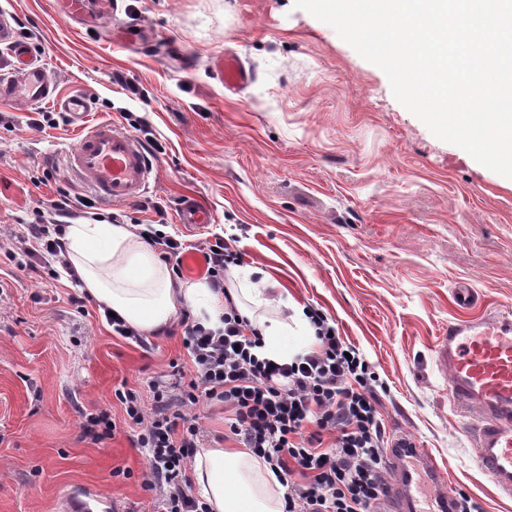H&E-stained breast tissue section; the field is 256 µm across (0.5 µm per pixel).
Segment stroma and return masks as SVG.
Instances as JSON below:
<instances>
[{
	"label": "stroma",
	"instance_id": "35a3bbf8",
	"mask_svg": "<svg viewBox=\"0 0 512 512\" xmlns=\"http://www.w3.org/2000/svg\"><path fill=\"white\" fill-rule=\"evenodd\" d=\"M0 6L58 91L90 100L89 121L161 145L130 218L160 205L175 237L233 240L240 270L263 269L272 298L320 308L360 351L391 437L431 449L479 512H512L476 463V415L437 364L449 321L512 313V179L434 137L380 68L294 0H118L107 29L64 18L56 0ZM224 51L253 75L236 94L217 69ZM54 109L0 103V226L23 232L39 200L86 192L64 171L76 124L29 125ZM186 195L212 224L178 223ZM461 284L474 293L466 307ZM81 294L0 252V512H59L85 490L111 512H160L114 391L151 405L150 381L187 361L182 328L143 350L95 302L77 309ZM100 411L117 428L99 442L80 415Z\"/></svg>",
	"mask_w": 512,
	"mask_h": 512
}]
</instances>
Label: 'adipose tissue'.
Here are the masks:
<instances>
[{"label": "adipose tissue", "instance_id": "adipose-tissue-1", "mask_svg": "<svg viewBox=\"0 0 512 512\" xmlns=\"http://www.w3.org/2000/svg\"><path fill=\"white\" fill-rule=\"evenodd\" d=\"M67 259L84 290L97 303L146 333H160L182 312H191L206 327L216 328L224 315V299L232 297L240 315L263 339L260 357L291 360L295 352L282 341L289 327L313 337L314 329L301 306L287 318L264 314L271 300L262 285L268 275L256 270V282L215 292L204 282L175 283L151 247L130 225L80 222L65 232ZM192 468L198 496L211 512H285V492L277 476L249 450L216 444L200 449Z\"/></svg>", "mask_w": 512, "mask_h": 512}]
</instances>
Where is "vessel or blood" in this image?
Returning a JSON list of instances; mask_svg holds the SVG:
<instances>
[{"label": "vessel or blood", "mask_w": 512, "mask_h": 512, "mask_svg": "<svg viewBox=\"0 0 512 512\" xmlns=\"http://www.w3.org/2000/svg\"><path fill=\"white\" fill-rule=\"evenodd\" d=\"M71 20H86L91 12L111 14L112 0H63ZM0 46L12 57L11 77L0 78V102L27 91L30 100H56L45 69L35 61L29 43L19 38L14 19L0 8ZM227 90L247 85L251 73L232 54L219 63ZM59 101V100H56ZM78 125L80 134L65 152L66 170L88 184L97 197L133 202L143 197L157 164L142 142L110 122L87 123L90 101L72 95L59 101ZM179 221L200 229L212 223L211 210L197 198L182 201ZM448 374L450 395L458 406L476 411L474 431L479 467L503 492L512 495V317L489 315L449 323L437 351ZM394 466L386 497L374 512H458L457 495L433 456L416 442L400 438L388 450Z\"/></svg>", "instance_id": "b4317fda"}]
</instances>
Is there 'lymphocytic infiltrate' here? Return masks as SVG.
Wrapping results in <instances>:
<instances>
[{"instance_id": "obj_1", "label": "lymphocytic infiltrate", "mask_w": 512, "mask_h": 512, "mask_svg": "<svg viewBox=\"0 0 512 512\" xmlns=\"http://www.w3.org/2000/svg\"><path fill=\"white\" fill-rule=\"evenodd\" d=\"M95 207V201L58 190L33 208L25 235H7L0 247L22 268L33 245H40L43 269L56 278L67 264L68 220ZM139 233L178 277L183 254L199 252L217 292H225V274L241 260L220 238L190 247L151 224ZM308 315L316 344L282 363L256 355L262 338L248 333L233 301H226L224 326L217 330L183 313L189 370L178 371L172 383L153 380L148 409L132 389H115L132 441L148 455L142 485L158 493L164 512H210L194 494L187 470L207 438L196 408L214 402L224 406L225 440L250 449L287 487L285 512H371L384 496L389 440L376 407L377 377L356 347L334 335L320 309L309 308Z\"/></svg>"}]
</instances>
